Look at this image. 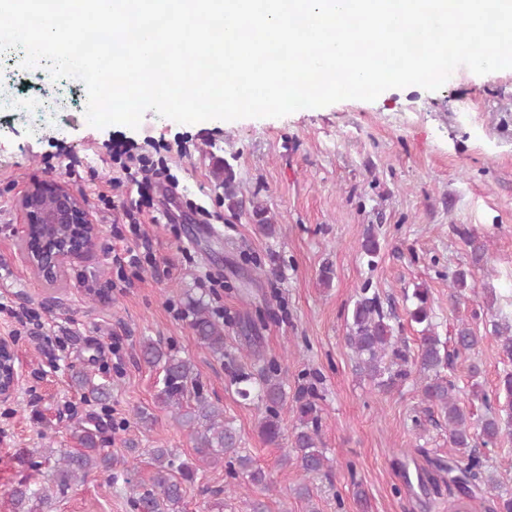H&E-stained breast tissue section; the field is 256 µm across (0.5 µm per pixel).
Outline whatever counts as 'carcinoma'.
<instances>
[{
	"instance_id": "carcinoma-1",
	"label": "carcinoma",
	"mask_w": 512,
	"mask_h": 512,
	"mask_svg": "<svg viewBox=\"0 0 512 512\" xmlns=\"http://www.w3.org/2000/svg\"><path fill=\"white\" fill-rule=\"evenodd\" d=\"M217 175L222 177L224 199L231 210L239 205L236 200L235 173L227 160L219 161ZM252 220L270 235L274 232L268 209L259 202L252 203ZM470 248L471 264L484 262L486 242L468 230L461 231ZM380 247L373 236H368L361 245V253L367 265L377 263ZM471 269L461 266L448 273L450 298L455 299L470 287ZM413 308L409 311L411 321L422 326L417 339L416 351L412 352L406 341L399 336L400 326L395 322L392 310L384 307L380 294L369 285L360 288L347 319L346 343L356 359V367L381 393L387 394L404 386L415 378L421 400L436 407L448 426V439L452 447L466 455L464 466L436 462L437 472L451 475L460 495L472 499L476 494L488 495L493 506L490 512H512V496L498 493L499 483L491 475H484L485 460L476 453L474 436L482 438L483 444L494 443L503 432L501 421L493 411L472 421L473 413L462 406L454 382L445 373L452 359L466 357L478 346L481 337L464 320H459L453 337V351H448L435 332L432 324V307L426 288H415L412 292ZM192 316L191 328L201 344L218 360H228L234 366L230 383L244 400L257 402L261 407V434L272 444L284 439L281 425V410L286 406L285 384L282 367L276 361L267 362L259 377L236 364L231 354L224 350V325L213 316L209 304L201 297L189 299ZM493 333L497 339L499 353L512 362V324H495ZM139 357L149 366L160 367L162 377L155 394L157 405L174 411V418L193 429L196 460L204 465H224L230 482L224 490L260 489L268 490L270 475L258 466L252 456L239 450L240 436L230 425L224 423L223 412L212 405L197 388L194 365L165 348L161 341L143 336L138 342ZM76 385L97 401H106L111 393L105 380H98L90 371L82 370L73 375ZM194 393V405L184 406L189 393ZM496 399L512 412V371L500 379ZM320 395L311 382L301 385L292 399L289 410L295 424L292 427L290 452L299 463L304 476L315 479L328 476L330 459L321 447ZM105 429L96 421L79 423L73 430L81 447L74 450L61 448L57 459L51 455L32 462L38 471L50 461L52 466L49 484H37L26 477L9 490L14 512H42L41 507L50 503L57 495H64L73 485L83 481L90 473H109L108 483L117 481L118 474L112 472L113 462L102 448ZM155 463V474L148 487L131 485L130 506L132 512H185L184 485L196 479L199 467L179 460L167 448L151 449Z\"/></svg>"
}]
</instances>
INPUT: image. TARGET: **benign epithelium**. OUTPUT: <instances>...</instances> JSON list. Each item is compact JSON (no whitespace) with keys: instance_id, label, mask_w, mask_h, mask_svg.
Instances as JSON below:
<instances>
[{"instance_id":"benign-epithelium-1","label":"benign epithelium","mask_w":512,"mask_h":512,"mask_svg":"<svg viewBox=\"0 0 512 512\" xmlns=\"http://www.w3.org/2000/svg\"><path fill=\"white\" fill-rule=\"evenodd\" d=\"M23 214L27 218L21 233L23 241H28V229L32 225L42 228V242L45 245V263L50 274L40 272L42 280H58L68 276L69 270L94 252L95 247H88L74 242L64 249L50 248L48 242L56 239L57 227L61 224H77L81 227L90 226L99 232L98 225L93 223L83 198L74 194L64 183L57 180L34 182L23 192L20 200ZM10 357L6 363L7 374L10 376L8 386L0 388V403L13 401L21 388L23 369L19 362L14 341L0 336V352Z\"/></svg>"}]
</instances>
